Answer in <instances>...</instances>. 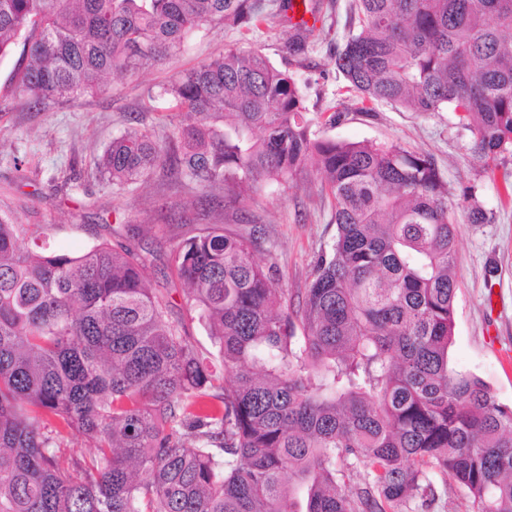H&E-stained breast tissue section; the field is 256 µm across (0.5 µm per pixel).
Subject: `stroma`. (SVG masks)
<instances>
[{
  "instance_id": "stroma-1",
  "label": "stroma",
  "mask_w": 512,
  "mask_h": 512,
  "mask_svg": "<svg viewBox=\"0 0 512 512\" xmlns=\"http://www.w3.org/2000/svg\"><path fill=\"white\" fill-rule=\"evenodd\" d=\"M349 2L312 0L320 26L312 51L296 68L310 115L325 136L397 142L435 159L448 180V203L455 206L457 220L456 326L449 364L481 378L500 403L512 406V364L502 360L512 351V197L504 191L505 181H512V154L488 164L477 159L471 132L451 111L412 112L387 104L359 111L330 59L346 33ZM287 31L284 20L249 32L214 22L195 31L172 56L134 75L108 79L101 91L41 111L28 109L14 92L11 78L23 62L20 54L0 59V214L41 227L51 249L71 254L102 239L128 240L138 231L143 246L166 262L173 234L204 228L218 203L197 201L195 189L161 170L145 186L116 192L94 178L96 159L125 132L146 129L162 141L186 122L184 111L168 99L149 98L148 88L172 81L229 45L256 48L276 65L287 64ZM467 192L492 214L491 223H468L459 208ZM223 212L225 228L261 229L256 257L272 265L293 297L303 294L321 249L336 233L321 196V176L309 166L297 173L288 192L268 189L255 201Z\"/></svg>"
}]
</instances>
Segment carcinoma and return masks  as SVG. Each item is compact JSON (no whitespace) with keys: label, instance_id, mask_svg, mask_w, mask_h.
I'll list each match as a JSON object with an SVG mask.
<instances>
[{"label":"carcinoma","instance_id":"cac0c4a2","mask_svg":"<svg viewBox=\"0 0 512 512\" xmlns=\"http://www.w3.org/2000/svg\"><path fill=\"white\" fill-rule=\"evenodd\" d=\"M290 2L0 0V59L22 45L12 83L42 110ZM346 26L332 60L361 111L460 112L477 158L512 148V0H351ZM311 34L289 25L288 58ZM159 95L190 122L112 139L96 176L124 191L161 168L232 206L310 164L336 235L295 302L259 238L221 221L154 282L135 243L57 253L0 215V512H434L456 488L512 512V407L449 365L456 222L433 158L324 136L295 71L256 49ZM63 430L90 450L66 451Z\"/></svg>","mask_w":512,"mask_h":512}]
</instances>
